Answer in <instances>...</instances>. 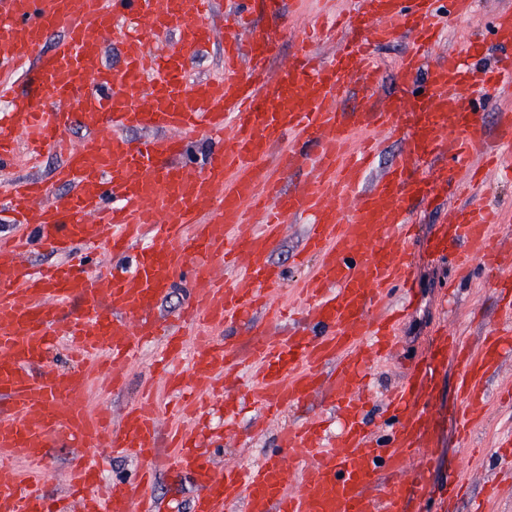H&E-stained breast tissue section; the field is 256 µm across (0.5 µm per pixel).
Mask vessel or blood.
Returning <instances> with one entry per match:
<instances>
[{
  "mask_svg": "<svg viewBox=\"0 0 512 512\" xmlns=\"http://www.w3.org/2000/svg\"><path fill=\"white\" fill-rule=\"evenodd\" d=\"M214 0H0V72L14 75L0 108V166L13 159L18 137L33 158L60 162L50 180L12 184L6 209L16 232L0 235V455L29 465L32 475H0V512H52L47 502V451L69 448L66 493L82 512H163L152 489L158 471L191 476L192 512H408L434 493L427 472L433 417L426 399L433 364L411 365L390 393L378 436L366 424V377L377 357L397 354L398 313L388 304L412 291L416 256L413 207L448 196L462 199L433 225L428 254L449 260L454 281L482 270L494 292L512 299L502 260L512 243L491 231L494 208L472 202L477 160L495 166L512 143V105L492 103L512 80V7L498 11L490 34L501 53L475 75L471 49L421 69L424 51L440 39L439 20L457 21L475 0H359L336 24L348 36L324 64L309 39L298 42L276 73L268 65L274 39L248 28L255 0H236L224 37V75L187 83L190 62L211 44ZM64 35L51 40L55 29ZM176 36L175 49L154 53L150 38ZM398 37L410 42L398 79L407 99L379 102L372 49ZM122 55L104 61L102 43ZM360 102L342 110V94ZM80 140H71L72 129ZM154 129L134 140L128 131ZM387 132L402 142L376 177L377 147L361 132ZM206 132L212 150L198 161L181 156L179 135ZM300 174L295 187L284 176ZM64 187L49 194L50 185ZM310 217L298 266L312 270L299 288L300 306L287 335L230 348L209 328L242 324L257 308H273L283 279L271 264L286 218ZM65 261L31 264L32 250ZM131 256L130 267L98 264L102 250ZM191 290L174 321L154 310L175 279ZM198 333L185 340L180 326ZM67 341L78 361L61 373L47 366ZM158 366L181 400L182 424L170 431L172 455L161 451L160 421L150 395L113 421L109 410H85L92 374L113 390L127 385L126 367L154 341ZM432 349L456 368L458 431L468 436L485 382L512 353V307L479 341L435 331ZM254 373L248 395L268 413L322 397L341 430L326 434L313 417L278 435L279 452L250 466L216 468L202 444L208 394L235 378L243 362ZM135 458L131 480L100 486L102 447Z\"/></svg>",
  "mask_w": 512,
  "mask_h": 512,
  "instance_id": "1",
  "label": "vessel or blood"
}]
</instances>
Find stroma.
Listing matches in <instances>:
<instances>
[{"label":"stroma","mask_w":512,"mask_h":512,"mask_svg":"<svg viewBox=\"0 0 512 512\" xmlns=\"http://www.w3.org/2000/svg\"><path fill=\"white\" fill-rule=\"evenodd\" d=\"M512 5V0H476L472 13L461 22L446 25L436 53H444L470 38L476 45L472 58L475 67L491 64L497 51L488 35V23L499 8ZM356 0H292L288 11L272 13L259 8L255 18L259 26L268 31L279 44L280 56L290 55L299 35L316 23L324 21L336 12L354 8ZM234 9L233 0H219L218 14L213 20L214 45L199 54L191 64L187 78L197 82L219 76L222 72V56L219 43L229 29V16ZM477 201L495 204L503 211L502 224L496 225L495 233L512 236V180H504L501 173L489 172L486 185L476 195ZM444 217L439 207H421L413 215L417 226L414 242L416 254V290L413 311L400 329V355L394 360L378 365L372 374L375 398H382L390 387L402 377L404 365L428 355L431 336L440 326L449 332L478 339L484 326L497 317L499 302L492 294L485 276L474 275L471 281L462 283L454 299H447L444 283L450 274L448 263L433 259L426 251V239L433 224ZM306 227L288 224L283 237L271 255L276 264L286 271L284 285L276 294V300L295 297L296 285L306 276L303 268L294 267L293 255L302 247ZM154 373V352L144 350L130 368L128 386L124 391L113 392L107 383L90 386L85 406L90 410L109 408L113 417H120L125 407L137 397L142 381ZM512 379V362L505 364L500 377L488 384V396L484 403L485 419L479 424L470 441L459 438L454 422L458 403L456 393V368L452 360H444L434 377L433 394L429 410L433 415L434 434L438 442L437 457L430 467L433 489L448 485L455 475H463L469 485L467 495L452 502L453 512H470L472 503L483 493V483L493 477L499 464L497 443L503 431L512 428V403L500 401L496 395L501 383ZM325 406L313 401L301 409L285 408L280 418L266 419L260 416L254 405L243 404L240 412V435L236 443L217 449L216 464L258 462L264 453L275 451L280 426L298 423L310 414L323 412Z\"/></svg>","instance_id":"35a3bbf8"}]
</instances>
